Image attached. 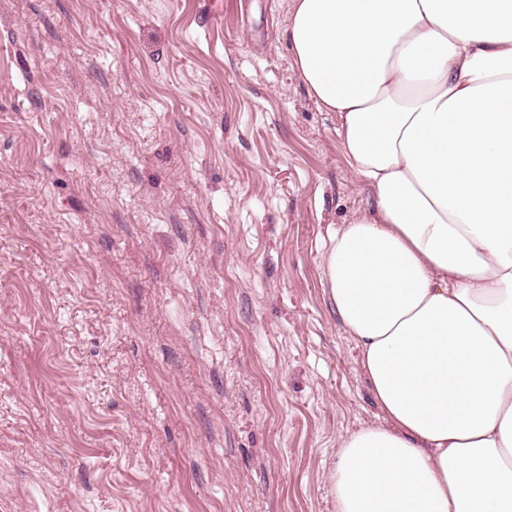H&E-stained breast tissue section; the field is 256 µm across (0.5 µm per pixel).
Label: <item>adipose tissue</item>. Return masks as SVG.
<instances>
[{
	"instance_id": "obj_1",
	"label": "adipose tissue",
	"mask_w": 512,
	"mask_h": 512,
	"mask_svg": "<svg viewBox=\"0 0 512 512\" xmlns=\"http://www.w3.org/2000/svg\"><path fill=\"white\" fill-rule=\"evenodd\" d=\"M285 35L372 190L326 284L386 422L336 512H512V0H295Z\"/></svg>"
}]
</instances>
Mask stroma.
Masks as SVG:
<instances>
[{
	"instance_id": "35a3bbf8",
	"label": "stroma",
	"mask_w": 512,
	"mask_h": 512,
	"mask_svg": "<svg viewBox=\"0 0 512 512\" xmlns=\"http://www.w3.org/2000/svg\"><path fill=\"white\" fill-rule=\"evenodd\" d=\"M292 3L0 0V512H336L371 191Z\"/></svg>"
}]
</instances>
